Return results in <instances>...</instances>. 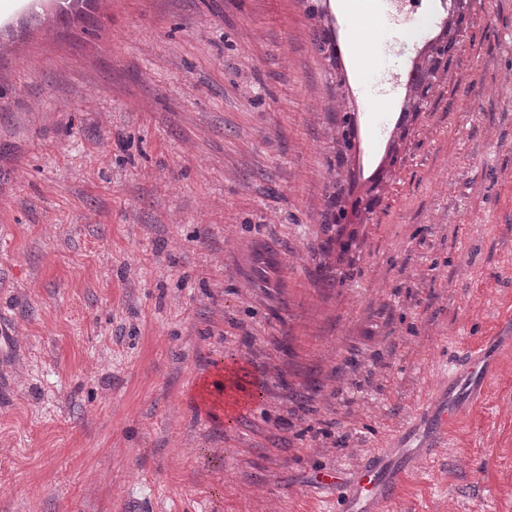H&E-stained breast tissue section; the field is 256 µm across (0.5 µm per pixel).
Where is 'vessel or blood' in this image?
<instances>
[{
  "label": "vessel or blood",
  "mask_w": 512,
  "mask_h": 512,
  "mask_svg": "<svg viewBox=\"0 0 512 512\" xmlns=\"http://www.w3.org/2000/svg\"><path fill=\"white\" fill-rule=\"evenodd\" d=\"M502 351L497 337L489 336L460 357L448 374V396L439 403L424 404L417 412L418 419L428 421L419 447L398 454L390 448H377L352 473L323 474L319 483L333 490L338 512H389L405 478L444 446L449 429L465 407L480 404L484 385Z\"/></svg>",
  "instance_id": "1"
}]
</instances>
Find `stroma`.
<instances>
[{
	"instance_id": "obj_1",
	"label": "stroma",
	"mask_w": 512,
	"mask_h": 512,
	"mask_svg": "<svg viewBox=\"0 0 512 512\" xmlns=\"http://www.w3.org/2000/svg\"><path fill=\"white\" fill-rule=\"evenodd\" d=\"M317 3L0 10V512H331L321 473L512 332V0H422L414 40L375 0L377 136ZM394 512H512V353ZM462 28L458 26L456 32L452 36H448L445 40H436L429 42L419 59L416 62L423 71L428 74L429 80L435 78L438 65L443 59H448V47L451 51L455 48L458 37L461 36Z\"/></svg>"
}]
</instances>
